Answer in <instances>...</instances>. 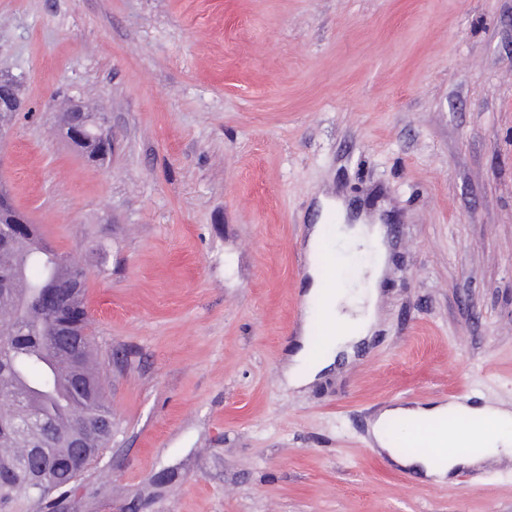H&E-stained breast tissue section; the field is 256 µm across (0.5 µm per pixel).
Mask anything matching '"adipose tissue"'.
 Masks as SVG:
<instances>
[{
    "instance_id": "adipose-tissue-1",
    "label": "adipose tissue",
    "mask_w": 512,
    "mask_h": 512,
    "mask_svg": "<svg viewBox=\"0 0 512 512\" xmlns=\"http://www.w3.org/2000/svg\"><path fill=\"white\" fill-rule=\"evenodd\" d=\"M338 236L346 243L371 247L374 259L367 275L359 278L356 289L339 287L327 290L325 269L328 260L324 251V229L317 225L310 230L306 242L308 291L303 297V320L307 323L326 320L331 333L321 354L316 356L311 353L308 338L300 339L283 373L285 383L293 388L315 382L320 374L332 368L338 357L353 356L357 345L369 335L376 322L378 284L387 261L383 229L380 225L358 220L352 224L339 225ZM325 295L330 298V307L321 312L317 306ZM452 414L468 416L472 421L468 431L469 451H461L459 434L453 429L445 433L430 432L427 436L428 449L412 455L399 454L386 438L385 427L388 422L399 419L409 423L432 422ZM373 436L377 446L385 450L395 463L441 482L460 469L512 455V410L497 404L472 407L456 402L389 408L382 411L375 420ZM435 451L444 454V466L435 465L431 457Z\"/></svg>"
}]
</instances>
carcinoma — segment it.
<instances>
[{
  "label": "carcinoma",
  "instance_id": "cac0c4a2",
  "mask_svg": "<svg viewBox=\"0 0 512 512\" xmlns=\"http://www.w3.org/2000/svg\"><path fill=\"white\" fill-rule=\"evenodd\" d=\"M9 199L1 188L0 393L18 412L0 417V512L22 500L49 512L112 443L97 426L112 408L83 320L87 275L36 240L33 224L15 230Z\"/></svg>",
  "mask_w": 512,
  "mask_h": 512
}]
</instances>
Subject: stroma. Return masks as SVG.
I'll return each mask as SVG.
<instances>
[{
	"instance_id": "1",
	"label": "stroma",
	"mask_w": 512,
	"mask_h": 512,
	"mask_svg": "<svg viewBox=\"0 0 512 512\" xmlns=\"http://www.w3.org/2000/svg\"><path fill=\"white\" fill-rule=\"evenodd\" d=\"M0 75V186L84 261L112 406L64 512H512V459L436 482L371 434L400 398L512 407V0H0ZM90 91L105 167L55 127ZM322 192L390 267L294 389ZM23 107V101L18 93V82L12 78H3L0 76V112L5 113L19 112ZM0 116V122L10 123L12 117L8 114Z\"/></svg>"
}]
</instances>
